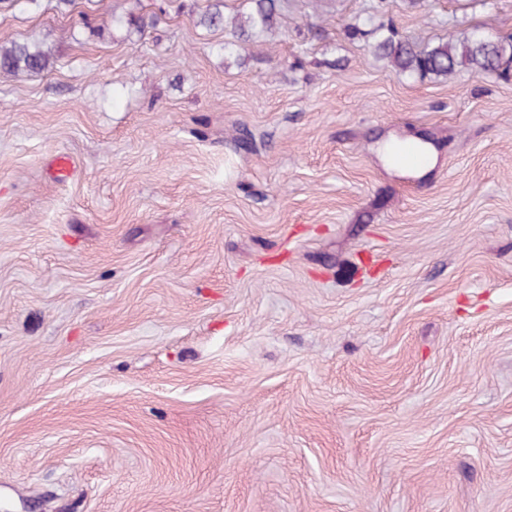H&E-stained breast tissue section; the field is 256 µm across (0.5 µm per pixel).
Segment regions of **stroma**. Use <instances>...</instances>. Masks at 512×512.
<instances>
[{"instance_id":"35a3bbf8","label":"stroma","mask_w":512,"mask_h":512,"mask_svg":"<svg viewBox=\"0 0 512 512\" xmlns=\"http://www.w3.org/2000/svg\"><path fill=\"white\" fill-rule=\"evenodd\" d=\"M207 4L0 0V512H512V78L372 49L512 0ZM253 5L248 13L236 18L240 35L250 39L260 33L271 30L279 15L277 0H252ZM51 52L41 43L12 42L0 46V73H42L53 68Z\"/></svg>"}]
</instances>
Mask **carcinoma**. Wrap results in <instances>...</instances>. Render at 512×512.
Returning a JSON list of instances; mask_svg holds the SVG:
<instances>
[{
    "label": "carcinoma",
    "mask_w": 512,
    "mask_h": 512,
    "mask_svg": "<svg viewBox=\"0 0 512 512\" xmlns=\"http://www.w3.org/2000/svg\"><path fill=\"white\" fill-rule=\"evenodd\" d=\"M223 0H215L197 17L204 28L224 24ZM278 17L277 0H252L249 12L236 18L240 35L250 39L271 30ZM376 50L390 65L410 75L448 76L460 68L512 74V42L482 40L476 36L419 45L399 37L390 29L376 44ZM49 49L36 42H13L0 46V73H42L53 68Z\"/></svg>",
    "instance_id": "cac0c4a2"
}]
</instances>
